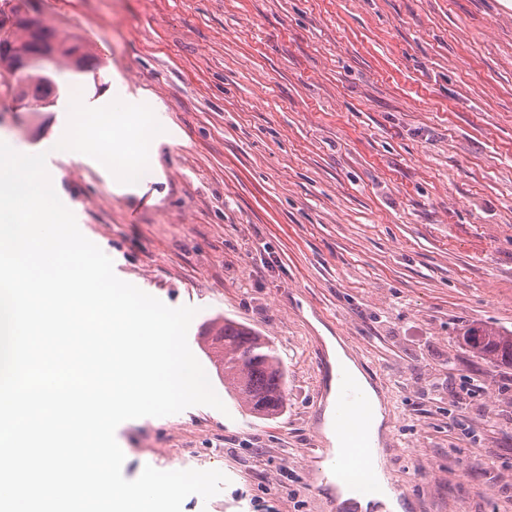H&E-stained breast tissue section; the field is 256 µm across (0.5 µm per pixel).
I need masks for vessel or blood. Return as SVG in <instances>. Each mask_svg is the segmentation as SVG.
I'll list each match as a JSON object with an SVG mask.
<instances>
[{"instance_id": "b4317fda", "label": "vessel or blood", "mask_w": 512, "mask_h": 512, "mask_svg": "<svg viewBox=\"0 0 512 512\" xmlns=\"http://www.w3.org/2000/svg\"><path fill=\"white\" fill-rule=\"evenodd\" d=\"M340 393L336 413L340 432L345 437L346 455L336 459L330 457L327 449L310 448L306 451L309 462L326 460L327 477L341 482L352 498L366 497L376 489L375 480L354 475L353 466L359 460H367L373 454L371 438L362 423L367 407V396L358 386L347 379L339 381Z\"/></svg>"}]
</instances>
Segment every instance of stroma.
<instances>
[{
	"label": "stroma",
	"mask_w": 512,
	"mask_h": 512,
	"mask_svg": "<svg viewBox=\"0 0 512 512\" xmlns=\"http://www.w3.org/2000/svg\"><path fill=\"white\" fill-rule=\"evenodd\" d=\"M98 73L58 77L31 112L0 74V141L26 154L73 93L144 103L154 166L112 186L48 155L56 192L116 276L196 308L188 344L226 406L121 423L122 474L217 469L182 512H330L305 457L321 443L341 340L384 394L387 470L405 512H512V366L463 344L512 331V7L506 0H29ZM274 343L281 411L251 413L201 336ZM482 389L464 398L471 379Z\"/></svg>",
	"instance_id": "stroma-1"
}]
</instances>
